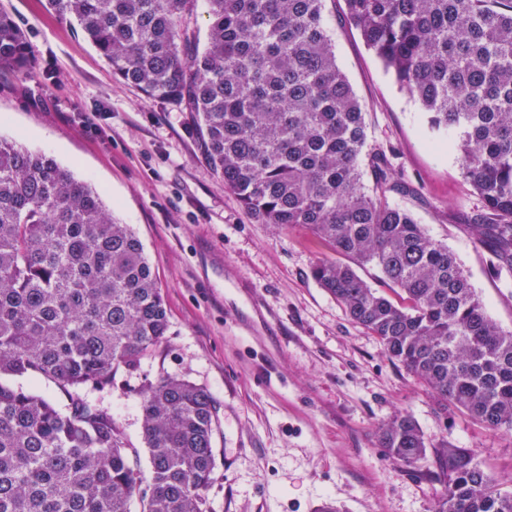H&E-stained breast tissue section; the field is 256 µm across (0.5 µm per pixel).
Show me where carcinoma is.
Wrapping results in <instances>:
<instances>
[{
  "instance_id": "1",
  "label": "carcinoma",
  "mask_w": 512,
  "mask_h": 512,
  "mask_svg": "<svg viewBox=\"0 0 512 512\" xmlns=\"http://www.w3.org/2000/svg\"><path fill=\"white\" fill-rule=\"evenodd\" d=\"M49 0L147 97L191 113L202 155L258 224L305 226L334 257L312 276L437 400L512 429V331L486 312L456 255L411 213L386 154L366 151L364 112L341 72L323 0ZM345 20L430 114L456 130L470 217L493 265L512 272V0H345ZM0 66H31L27 37L0 13ZM372 177L373 186L365 183ZM381 273L393 295L356 269ZM143 246L100 193L53 160L0 139V375L65 391L56 408L0 383V512H212L215 402L184 378L138 390L149 474L112 413L87 400L168 333ZM388 455L415 464L430 442L408 415L382 427ZM434 512H512V490L464 448L433 447ZM191 27L202 49L207 42L209 27L208 4L205 0H198V2H196Z\"/></svg>"
}]
</instances>
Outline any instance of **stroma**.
Wrapping results in <instances>:
<instances>
[{
	"mask_svg": "<svg viewBox=\"0 0 512 512\" xmlns=\"http://www.w3.org/2000/svg\"><path fill=\"white\" fill-rule=\"evenodd\" d=\"M324 0L339 67L363 108L369 148L385 152L409 210L458 258L486 311L512 330V275L475 243L482 202L455 148L343 15ZM28 34L35 66L0 67V138L46 155L96 187L131 225L168 312L166 340L88 400L144 449L137 390L163 375L206 388L218 414L213 512H433L444 490L435 456L407 464L380 445L382 424L410 415L432 441L468 450L512 489V430L440 414L435 400L379 340L353 324L313 279L330 257L307 228L258 224L206 164L190 113L146 97L48 0H0ZM97 117L96 129L74 122Z\"/></svg>",
	"mask_w": 512,
	"mask_h": 512,
	"instance_id": "35a3bbf8",
	"label": "stroma"
}]
</instances>
